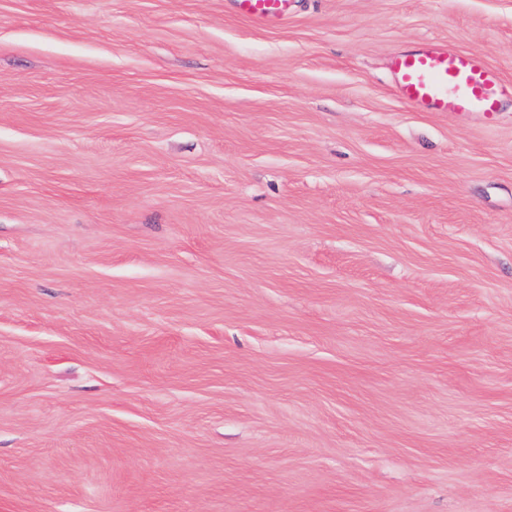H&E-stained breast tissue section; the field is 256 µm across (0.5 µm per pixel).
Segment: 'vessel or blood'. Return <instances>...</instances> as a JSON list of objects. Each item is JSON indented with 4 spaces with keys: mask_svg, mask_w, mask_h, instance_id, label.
Instances as JSON below:
<instances>
[{
    "mask_svg": "<svg viewBox=\"0 0 512 512\" xmlns=\"http://www.w3.org/2000/svg\"><path fill=\"white\" fill-rule=\"evenodd\" d=\"M236 14L262 27L281 26L292 0H232ZM393 91L419 112H498L504 97H512V83L480 53L454 44L427 41L416 50L395 52L389 62Z\"/></svg>",
    "mask_w": 512,
    "mask_h": 512,
    "instance_id": "vessel-or-blood-1",
    "label": "vessel or blood"
}]
</instances>
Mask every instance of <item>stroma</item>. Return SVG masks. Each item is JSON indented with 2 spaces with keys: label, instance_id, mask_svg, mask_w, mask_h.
Here are the masks:
<instances>
[{
  "label": "stroma",
  "instance_id": "obj_1",
  "mask_svg": "<svg viewBox=\"0 0 512 512\" xmlns=\"http://www.w3.org/2000/svg\"><path fill=\"white\" fill-rule=\"evenodd\" d=\"M512 0H0V512H512ZM235 13L262 28L279 27L288 20L293 0H231ZM393 91L418 112L466 115L500 112L512 83L480 53L441 40L395 52L389 62Z\"/></svg>",
  "mask_w": 512,
  "mask_h": 512
}]
</instances>
